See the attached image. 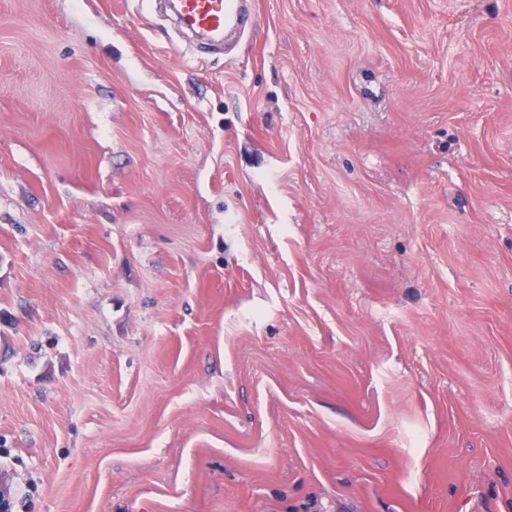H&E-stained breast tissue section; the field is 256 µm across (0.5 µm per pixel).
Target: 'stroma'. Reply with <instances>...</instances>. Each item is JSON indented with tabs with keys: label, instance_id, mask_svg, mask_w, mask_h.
<instances>
[{
	"label": "stroma",
	"instance_id": "35a3bbf8",
	"mask_svg": "<svg viewBox=\"0 0 512 512\" xmlns=\"http://www.w3.org/2000/svg\"><path fill=\"white\" fill-rule=\"evenodd\" d=\"M0 0V494L512 512V0ZM241 0H178L182 22L196 31L221 37L243 21Z\"/></svg>",
	"mask_w": 512,
	"mask_h": 512
}]
</instances>
